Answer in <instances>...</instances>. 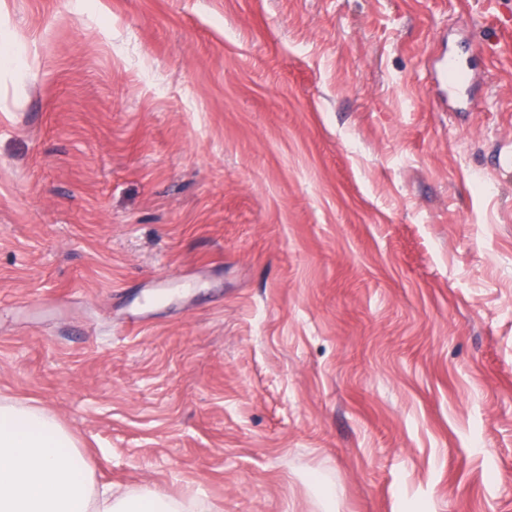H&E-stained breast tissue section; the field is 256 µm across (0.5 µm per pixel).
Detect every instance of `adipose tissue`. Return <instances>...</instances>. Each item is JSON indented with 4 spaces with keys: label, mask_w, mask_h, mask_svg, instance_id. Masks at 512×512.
I'll return each mask as SVG.
<instances>
[{
    "label": "adipose tissue",
    "mask_w": 512,
    "mask_h": 512,
    "mask_svg": "<svg viewBox=\"0 0 512 512\" xmlns=\"http://www.w3.org/2000/svg\"><path fill=\"white\" fill-rule=\"evenodd\" d=\"M0 512H180L176 498L99 485L44 407L0 399Z\"/></svg>",
    "instance_id": "adipose-tissue-1"
}]
</instances>
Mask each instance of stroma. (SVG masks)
Listing matches in <instances>:
<instances>
[{
  "instance_id": "35a3bbf8",
  "label": "stroma",
  "mask_w": 512,
  "mask_h": 512,
  "mask_svg": "<svg viewBox=\"0 0 512 512\" xmlns=\"http://www.w3.org/2000/svg\"><path fill=\"white\" fill-rule=\"evenodd\" d=\"M507 24L0 0V397L210 512H512Z\"/></svg>"
}]
</instances>
